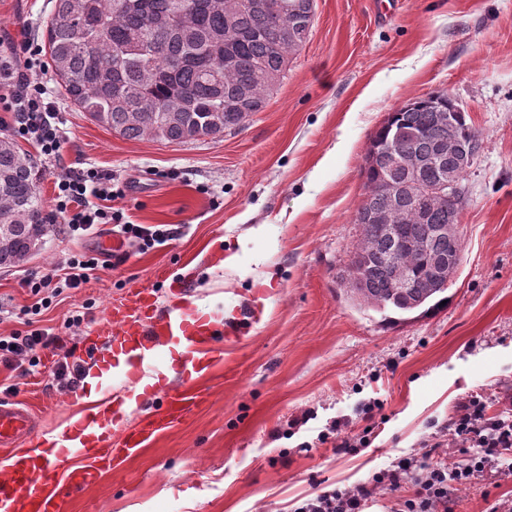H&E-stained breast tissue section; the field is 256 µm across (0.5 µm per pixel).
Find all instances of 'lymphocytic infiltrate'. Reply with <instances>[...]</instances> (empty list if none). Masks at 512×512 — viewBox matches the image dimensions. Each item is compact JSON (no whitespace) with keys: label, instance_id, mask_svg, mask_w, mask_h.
<instances>
[{"label":"lymphocytic infiltrate","instance_id":"lymphocytic-infiltrate-1","mask_svg":"<svg viewBox=\"0 0 512 512\" xmlns=\"http://www.w3.org/2000/svg\"><path fill=\"white\" fill-rule=\"evenodd\" d=\"M42 46L29 35L10 41L0 51V88L6 89L5 110L14 133L33 144L41 160L59 162L67 132L56 103L39 79ZM113 197L111 173L95 167L72 170L57 179L55 210L63 214L70 231H90L97 224H119L129 238L146 240L144 227L124 222L122 214L109 210ZM100 260L92 255L71 258L70 274L60 286L52 275L25 279L32 295L79 288ZM66 351L65 338L37 330L27 335L0 336V365L18 368L34 361L37 350ZM503 411L489 415L485 395L475 394L463 402L444 435L429 443L425 462L403 456L375 472L370 482L323 490L305 500L295 512H364L376 490L397 494L398 512H453V494L459 487L486 476L512 475V396ZM462 449L454 462L436 459L441 448Z\"/></svg>","mask_w":512,"mask_h":512}]
</instances>
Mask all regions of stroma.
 I'll return each instance as SVG.
<instances>
[{"label":"stroma","instance_id":"1","mask_svg":"<svg viewBox=\"0 0 512 512\" xmlns=\"http://www.w3.org/2000/svg\"><path fill=\"white\" fill-rule=\"evenodd\" d=\"M316 0L310 36L267 107L224 136L182 144L131 140L92 122L45 76L70 140L60 164H39L46 212L63 170L111 171L126 221L165 231L132 242L81 288L25 313L23 288L71 257L103 251L113 224L94 233L51 225L42 249L0 268V335L25 326L79 340L70 358L93 363L82 342L107 341L113 296L182 282L236 327L224 365L200 379L208 401L141 454L73 493L68 512H294L326 486L347 487L447 427L474 393H512V0ZM53 0H0V37L28 24L40 37ZM447 91L480 132L481 154L463 185L462 262L448 303L391 323L358 304L340 280L359 229L363 157L389 112ZM261 300L260 317L247 314ZM28 374L0 366V399L26 402L37 426L57 430L76 412L71 389L39 354ZM383 402L366 448L337 449L320 432ZM312 419L301 429L291 419ZM512 497V480H476L455 493V512H484Z\"/></svg>","mask_w":512,"mask_h":512}]
</instances>
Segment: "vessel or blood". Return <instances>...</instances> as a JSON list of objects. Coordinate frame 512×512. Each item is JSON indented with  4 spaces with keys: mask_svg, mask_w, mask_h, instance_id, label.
Returning <instances> with one entry per match:
<instances>
[{
    "mask_svg": "<svg viewBox=\"0 0 512 512\" xmlns=\"http://www.w3.org/2000/svg\"><path fill=\"white\" fill-rule=\"evenodd\" d=\"M175 286L166 315H158L152 289L140 288L112 298L107 308L110 347L97 362L105 376L99 385L106 409L86 411L72 430L54 435L53 458L9 459L0 467V512H65L77 488L97 483L104 468L136 457L160 434L188 418L204 400L195 381L224 359V340L232 325L216 330L213 316L186 299ZM179 348L175 363L163 349ZM178 373L180 387L170 385ZM158 408L132 428L124 420L143 402ZM30 408L0 402V445L10 446L34 435Z\"/></svg>",
    "mask_w": 512,
    "mask_h": 512,
    "instance_id": "obj_1",
    "label": "vessel or blood"
}]
</instances>
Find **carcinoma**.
<instances>
[{
	"instance_id": "1",
	"label": "carcinoma",
	"mask_w": 512,
	"mask_h": 512,
	"mask_svg": "<svg viewBox=\"0 0 512 512\" xmlns=\"http://www.w3.org/2000/svg\"><path fill=\"white\" fill-rule=\"evenodd\" d=\"M175 0H54L43 30L52 70L65 96L96 124L127 139L186 143L219 138L263 111L283 80L291 57L281 47L292 38L293 52L307 42L314 0H282L279 11H260L244 0H182L185 8L174 24L167 18ZM231 23L235 41H215ZM454 122L456 139L479 135L469 115L456 109L446 91L415 98L388 114L371 136L364 155L365 194L360 206L388 212L399 237L386 225L354 217L360 233L350 251L343 283L363 305L382 314H426L448 300L449 282L429 283L433 262L463 251L460 236L431 237L430 224L448 223L461 214L462 193L432 195L428 224L420 223L407 204L383 191L401 183L406 171L394 164L391 143L398 130H409L397 148L408 155L433 157L436 164L420 173L424 184L444 177L460 182L467 169L448 144L443 115ZM40 175L31 156L10 139L0 138V267H17L31 256L34 242L49 230ZM401 239H425L421 250H406ZM407 271L412 288H395L389 260Z\"/></svg>"
}]
</instances>
